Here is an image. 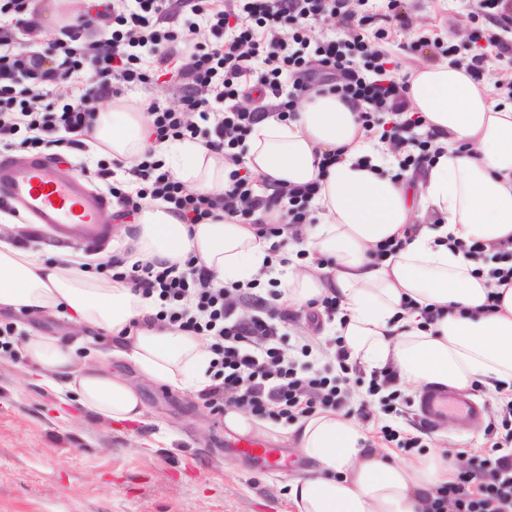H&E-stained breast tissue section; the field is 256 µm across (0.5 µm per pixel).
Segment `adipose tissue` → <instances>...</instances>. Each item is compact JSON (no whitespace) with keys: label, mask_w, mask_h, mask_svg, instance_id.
<instances>
[{"label":"adipose tissue","mask_w":512,"mask_h":512,"mask_svg":"<svg viewBox=\"0 0 512 512\" xmlns=\"http://www.w3.org/2000/svg\"><path fill=\"white\" fill-rule=\"evenodd\" d=\"M406 97L437 153L403 173L380 131L364 128L327 91L310 92L292 120L266 114L253 126L243 164L259 183L320 184L311 201L317 221L300 229L302 246L286 243L275 256L253 226L225 216L187 224L156 201L144 203L130 227L133 260L190 262L227 285L272 267L286 307L299 311L336 296L335 332L351 362L366 370L417 387L512 386V284L497 310L484 312L495 261L448 247L452 238L512 240V104L498 103L485 83L445 61L411 73ZM87 143L92 155L121 163L115 178L128 192L137 189L128 170L148 152L199 194L223 193L234 168L201 141H156L142 105L123 97L98 113ZM333 154L337 162L321 168ZM389 239L402 248L377 257V244ZM158 307L130 283L80 270L75 257L49 262L33 246L0 241V309L62 317L110 339L97 363L79 361L76 344L58 336L33 332L23 344L43 384L75 394L100 418L134 421L144 413L138 387L112 373V359L171 389L198 395L210 386L203 340L153 323ZM428 307L445 313L425 323ZM291 434L316 464L290 486L296 512H423L426 494L448 478L442 452L390 461L386 451L365 447L362 429L340 412L301 419Z\"/></svg>","instance_id":"1"}]
</instances>
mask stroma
Instances as JSON below:
<instances>
[{
    "label": "stroma",
    "instance_id": "1",
    "mask_svg": "<svg viewBox=\"0 0 512 512\" xmlns=\"http://www.w3.org/2000/svg\"><path fill=\"white\" fill-rule=\"evenodd\" d=\"M399 11L412 35L455 45L467 43L473 26L471 0H400ZM302 338L316 368L328 367L331 321L315 324L309 311L297 312L288 341ZM356 375L350 406L367 405L372 414L361 424L367 447L384 446L385 425L416 433L415 409L384 414L383 394L368 391L370 373ZM138 384L141 420L102 419L41 384L23 348L0 351V512H295L288 490L314 463L284 440L282 424L269 423L257 440L285 448L296 463L285 472L261 471L225 447L232 433L201 398L143 377ZM470 394L485 405L481 426L440 425L423 447L447 450L474 469L501 424V398L480 385Z\"/></svg>",
    "mask_w": 512,
    "mask_h": 512
}]
</instances>
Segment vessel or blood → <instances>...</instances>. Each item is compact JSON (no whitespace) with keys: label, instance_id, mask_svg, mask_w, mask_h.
I'll list each match as a JSON object with an SVG mask.
<instances>
[{"label":"vessel or blood","instance_id":"1","mask_svg":"<svg viewBox=\"0 0 512 512\" xmlns=\"http://www.w3.org/2000/svg\"><path fill=\"white\" fill-rule=\"evenodd\" d=\"M0 200L33 216L61 242L96 245L105 237L102 214L108 205L106 197L89 191L78 173L43 156H29L20 162L0 160ZM417 407L421 421L432 427L446 417L478 421L484 414L482 405L449 387H428L420 394ZM232 446L261 460L267 469L287 467L278 449L250 438H235Z\"/></svg>","mask_w":512,"mask_h":512}]
</instances>
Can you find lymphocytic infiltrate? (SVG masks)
<instances>
[{"label": "lymphocytic infiltrate", "instance_id": "lymphocytic-infiltrate-1", "mask_svg": "<svg viewBox=\"0 0 512 512\" xmlns=\"http://www.w3.org/2000/svg\"><path fill=\"white\" fill-rule=\"evenodd\" d=\"M352 0H101L110 25L92 26L83 12L42 35L39 49H27L26 36L38 33L33 0H0V142L26 152L46 146L82 149L101 105L150 83L144 55L166 65L181 60L176 76L185 93L179 108L150 101L147 111L156 140L203 136L211 150L225 152L240 163L243 137L258 121V109L238 105L239 89L256 79L262 96L279 97L290 85L282 107L296 111L317 85L336 92L359 109L365 128L377 124L378 114L394 115L386 136L403 154V165L428 158L431 140L412 136L421 119L400 120L406 103V77L387 66L378 41L387 32L364 24L349 40L310 43L308 22L347 21ZM194 17L179 32L164 24L172 7ZM472 18L489 16L499 33L487 36L473 29L471 43L488 40L500 56L512 57V0H476ZM265 66L256 73L255 63ZM92 67L95 80L84 86L81 76ZM66 84L67 101L49 102L50 88ZM131 173L140 183L136 194L110 187L112 197L132 211L142 200L163 201L188 224L217 214L256 227L266 238L306 223L307 204L319 190L311 182L265 198L255 194L251 174L232 171L223 195L196 194L186 189L161 161L144 156ZM97 273L131 280L144 295H157L158 322L178 327L210 341L208 371L212 383L202 398L217 414L237 409L264 420L292 423L317 411H337L346 403L338 379L320 374L308 362L310 344L292 354L284 327L293 315L279 303L258 296L257 282L224 287L202 268L181 269L160 262L139 261L122 269L116 258L97 263ZM252 300L255 313L243 315L238 303ZM502 430L493 444L494 456L481 459L477 471L457 473L454 480L434 488L429 512H512V399L502 405Z\"/></svg>", "mask_w": 512, "mask_h": 512}]
</instances>
